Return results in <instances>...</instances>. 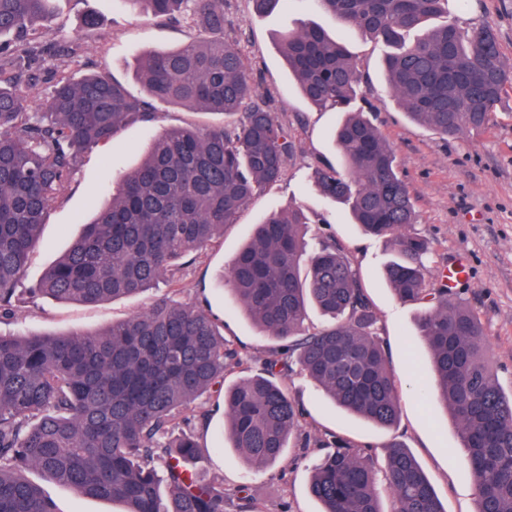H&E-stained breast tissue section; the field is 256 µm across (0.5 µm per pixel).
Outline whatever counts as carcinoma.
Returning a JSON list of instances; mask_svg holds the SVG:
<instances>
[{"label": "carcinoma", "mask_w": 512, "mask_h": 512, "mask_svg": "<svg viewBox=\"0 0 512 512\" xmlns=\"http://www.w3.org/2000/svg\"><path fill=\"white\" fill-rule=\"evenodd\" d=\"M53 2L0 0V319L15 315L45 214L68 194L84 152L112 143L124 126L152 122L155 104L224 120L159 135L34 291L94 306L135 296L161 278L174 282L182 260L223 236L224 226L281 180L295 149L271 110V94L255 91L241 54L224 39V0H126L199 32L183 47L141 58L148 98L91 73L63 76L46 100L27 104L22 86L35 73L19 59L49 49L75 54L71 45L49 48L40 39ZM314 2L388 48L387 82L411 119L447 137L489 127L512 81L490 26L462 28L449 19L426 28L448 0ZM279 47L303 96L345 114L332 133L343 167L317 165L315 187L347 207L364 233L394 245L398 258L383 267L387 282L402 301L426 306L419 336L432 351L435 376L418 390L458 423L477 512H512V393L486 359L477 316L430 275L429 243L409 230L417 215L408 183L371 117L355 108L356 59L312 23L281 35ZM304 223L295 207L268 215L221 276L274 340L262 372L229 386L224 374L242 362L240 351L224 341L212 315L170 299L96 332L0 334V512H58L25 478L28 468L85 497L118 502L123 512H248L253 498L233 500L207 480L195 435L176 434L174 425L222 385L231 447L252 467L281 463L301 411L278 377L295 365L337 406L376 426L393 425L399 396L371 303L348 258L329 242L309 244ZM310 306L332 323L306 330ZM379 472L392 496L388 511ZM308 490L322 512H446L414 454L397 442L380 471L367 449L334 440Z\"/></svg>", "instance_id": "obj_1"}]
</instances>
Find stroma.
<instances>
[{"label":"stroma","mask_w":512,"mask_h":512,"mask_svg":"<svg viewBox=\"0 0 512 512\" xmlns=\"http://www.w3.org/2000/svg\"><path fill=\"white\" fill-rule=\"evenodd\" d=\"M448 9L461 24L491 26L506 64L512 67V0H449ZM55 11L57 18L43 40H73L76 55L65 61L49 55L42 59L38 81L26 90L34 103L51 92L62 73L78 76L86 66L123 83L132 94L144 95L137 77L141 55L180 47L195 36L186 24L133 12L125 0H55ZM89 12L100 17L101 25L83 38L79 32ZM224 16V32L240 49L255 88L274 93L272 108L295 143L282 180L255 198L202 255L182 265L176 283L163 279L142 294L94 307L26 293L15 317L0 323V333L94 332L170 295L223 322L225 340L244 356L241 365L226 372V383L251 376L273 341L232 294L220 288L219 278L256 224L298 204L310 218L305 227L308 238L334 243L359 274L399 394L398 420L387 428L374 426L337 408L305 374L287 373L283 386L304 410L299 437L285 450L286 466L257 470L225 439L224 393L215 389L192 404L188 420L178 424L198 436L205 475L223 483L228 494L250 489L260 512H321L320 503L308 493V481L312 465L327 454L332 437L370 446L380 459L387 444L399 441L423 466L446 512H476L475 487L461 450L458 424L444 406L422 400L416 390L419 377L434 376L431 352L418 334L424 308L399 301L384 279L385 262L396 256L392 244L364 235L347 211L314 189L311 172L318 161L342 162L331 138L342 115L317 108L303 97L278 39L301 22L313 21L345 42L355 56L364 94L357 105L374 112L375 123L410 186L417 213L412 230L430 242L426 263L436 276L451 265L467 264L468 275L454 295L480 318L489 362L507 391L512 390V85L506 86L484 133L446 138L411 121L399 107L387 86L384 47L356 29L337 25L309 0H286L264 17L254 14L251 0H225ZM212 120V115L186 106L162 104L152 124L122 128L111 144L89 150L68 197L47 212L41 240L30 254L26 285H34L93 212L111 201L121 175L137 166L158 134L173 126L202 127ZM26 476L59 512H122L121 504L85 498L35 469H28Z\"/></svg>","instance_id":"1"}]
</instances>
